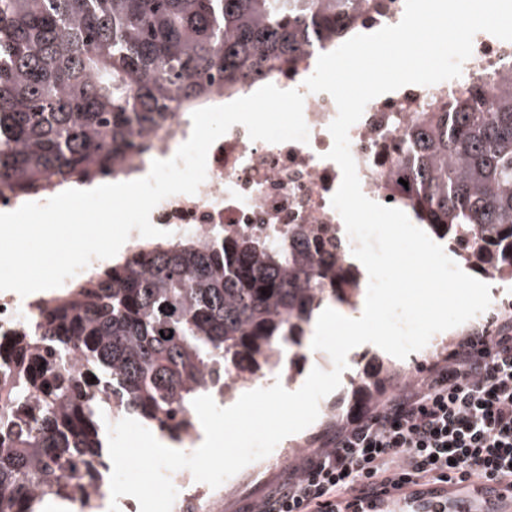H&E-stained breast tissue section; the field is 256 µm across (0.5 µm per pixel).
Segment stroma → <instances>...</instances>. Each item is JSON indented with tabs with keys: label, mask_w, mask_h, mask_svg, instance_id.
Masks as SVG:
<instances>
[{
	"label": "stroma",
	"mask_w": 512,
	"mask_h": 512,
	"mask_svg": "<svg viewBox=\"0 0 512 512\" xmlns=\"http://www.w3.org/2000/svg\"><path fill=\"white\" fill-rule=\"evenodd\" d=\"M504 315V310L499 306L488 307L469 321L446 330L444 342L427 343L424 348L404 359L372 351L355 354L341 376L339 388L320 401L316 421L295 434L296 446L289 449L287 459L269 464L258 479L227 497L222 512H249L271 486L287 479L291 468L298 464L304 452L323 445L337 422L358 415L361 411L360 396L355 393L353 384L359 377L367 375L379 380L381 394L394 392L408 377L420 375L433 364L447 358L460 339L477 330L496 326Z\"/></svg>",
	"instance_id": "obj_1"
}]
</instances>
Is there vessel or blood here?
Here are the masks:
<instances>
[{"label":"vessel or blood","mask_w":512,"mask_h":512,"mask_svg":"<svg viewBox=\"0 0 512 512\" xmlns=\"http://www.w3.org/2000/svg\"><path fill=\"white\" fill-rule=\"evenodd\" d=\"M512 512V483L491 476L426 486L408 485L380 500H365V512Z\"/></svg>","instance_id":"vessel-or-blood-1"}]
</instances>
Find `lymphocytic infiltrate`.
I'll use <instances>...</instances> for the list:
<instances>
[{"label": "lymphocytic infiltrate", "mask_w": 512, "mask_h": 512, "mask_svg": "<svg viewBox=\"0 0 512 512\" xmlns=\"http://www.w3.org/2000/svg\"><path fill=\"white\" fill-rule=\"evenodd\" d=\"M452 475L512 482V322L467 336L445 362L341 423L258 512H350Z\"/></svg>", "instance_id": "obj_1"}]
</instances>
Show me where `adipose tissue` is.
<instances>
[{
    "label": "adipose tissue",
    "instance_id": "adipose-tissue-1",
    "mask_svg": "<svg viewBox=\"0 0 512 512\" xmlns=\"http://www.w3.org/2000/svg\"><path fill=\"white\" fill-rule=\"evenodd\" d=\"M381 302L380 293L363 292L355 307L345 306L336 312L322 313L316 320L315 329L319 332L323 331L332 320H341L348 330V336L343 345V352L348 357L366 350H389L390 344L384 336L371 333L367 329Z\"/></svg>",
    "mask_w": 512,
    "mask_h": 512
}]
</instances>
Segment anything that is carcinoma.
I'll list each match as a JSON object with an SVG mask.
<instances>
[{"instance_id": "cac0c4a2", "label": "carcinoma", "mask_w": 512, "mask_h": 512, "mask_svg": "<svg viewBox=\"0 0 512 512\" xmlns=\"http://www.w3.org/2000/svg\"><path fill=\"white\" fill-rule=\"evenodd\" d=\"M353 0H0V189L50 175L83 185L143 129L220 82L263 78L339 35ZM405 168L410 206L479 270L512 274V85L485 83L423 112ZM154 244L98 270L0 346V512L67 498L68 475L104 478L101 413L116 406L171 435L230 367L254 376L304 347L314 312L348 302V270L295 241ZM267 294H262V291ZM76 346V373L64 355Z\"/></svg>"}]
</instances>
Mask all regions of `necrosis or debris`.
<instances>
[{"instance_id":"obj_1","label":"necrosis or debris","mask_w":512,"mask_h":512,"mask_svg":"<svg viewBox=\"0 0 512 512\" xmlns=\"http://www.w3.org/2000/svg\"><path fill=\"white\" fill-rule=\"evenodd\" d=\"M404 11L405 0H357L344 37H328L306 47L281 73L270 77V84L303 90L320 54L335 50L343 38L399 23ZM486 81L512 82V41L481 31L473 38V52L463 63L460 77L431 86L407 85L371 100L349 131L363 194L379 204L408 210L409 191L400 183L397 170L415 117L431 107L451 105L463 92L478 89ZM337 113L331 95L305 92L303 115L309 128L305 143L254 141L244 126H232L211 146L207 176L198 191L162 200L151 212L152 224L171 231L176 239L191 236L202 250L222 237L279 241L287 238L292 225L303 224L319 245L340 247V262L349 267L355 287L366 288L362 271L351 263L354 243L331 204L342 180L339 165L327 157L333 147L328 126ZM191 132L187 112L170 114L157 125L135 131V148L113 154L107 174L96 176L95 185L145 177L153 161L173 157ZM40 305V299L30 295L1 293L0 343L33 329ZM266 465V460L256 461L244 476L257 477ZM241 477L232 476L213 488L198 485L189 470L176 471L172 512H221L225 497L236 490Z\"/></svg>"}]
</instances>
